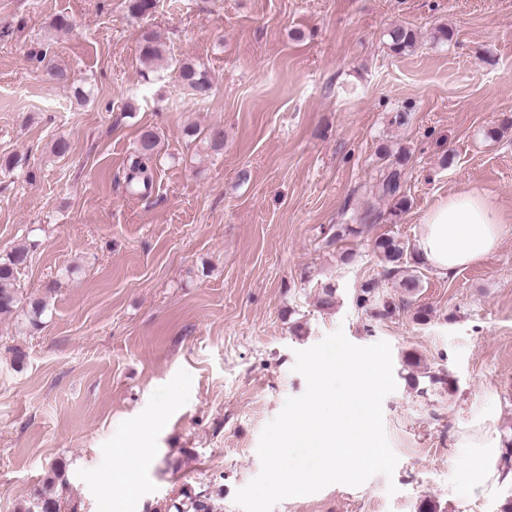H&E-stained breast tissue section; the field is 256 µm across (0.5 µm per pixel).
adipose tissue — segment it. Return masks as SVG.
Returning <instances> with one entry per match:
<instances>
[{"mask_svg":"<svg viewBox=\"0 0 512 512\" xmlns=\"http://www.w3.org/2000/svg\"><path fill=\"white\" fill-rule=\"evenodd\" d=\"M502 219L488 198L475 189L449 195L422 220L417 248L426 263L444 277L490 256L498 247ZM494 430L486 422L469 426L462 436L468 448L466 470L472 487L494 488L512 482V470L498 466L499 450L492 444Z\"/></svg>","mask_w":512,"mask_h":512,"instance_id":"1","label":"adipose tissue"}]
</instances>
